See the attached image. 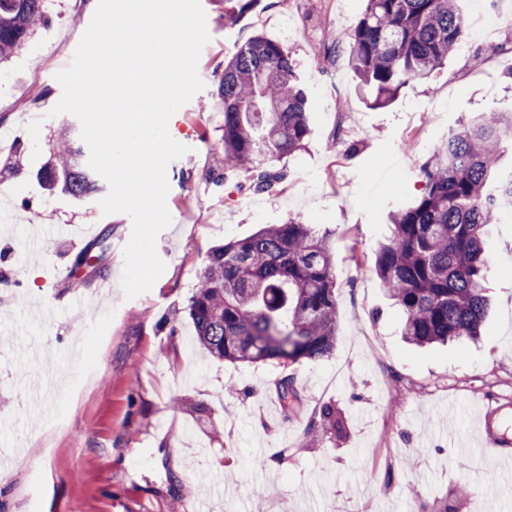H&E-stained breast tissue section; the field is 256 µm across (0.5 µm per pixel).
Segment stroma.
I'll list each match as a JSON object with an SVG mask.
<instances>
[{
	"instance_id": "obj_1",
	"label": "stroma",
	"mask_w": 512,
	"mask_h": 512,
	"mask_svg": "<svg viewBox=\"0 0 512 512\" xmlns=\"http://www.w3.org/2000/svg\"><path fill=\"white\" fill-rule=\"evenodd\" d=\"M50 20L0 65V512H512V481L481 442L483 403L512 427V219L484 239L490 307L475 342L417 347L375 271L389 211L423 188L421 164L468 113L512 108V0H483L493 37L464 34L425 81L376 108L346 57L331 55L364 0H261L235 25L222 0H201L209 42L204 83L170 119L187 146L166 169L172 224L157 238L165 270L125 299L123 249L132 222L99 196L48 192L42 172L60 124L56 79L72 61L98 0H49ZM263 33L288 49L311 105L312 134L276 193L228 175L216 186L224 63ZM295 219L327 232L336 274L337 341L328 358L288 367L220 361L176 317L207 250ZM111 228L107 267L65 306V269ZM40 299L29 309V298ZM294 378L287 415L274 382ZM341 432L307 434L323 406Z\"/></svg>"
}]
</instances>
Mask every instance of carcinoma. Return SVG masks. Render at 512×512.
I'll return each instance as SVG.
<instances>
[{
	"mask_svg": "<svg viewBox=\"0 0 512 512\" xmlns=\"http://www.w3.org/2000/svg\"><path fill=\"white\" fill-rule=\"evenodd\" d=\"M48 0H0V65L49 19ZM261 0H224V20L238 21ZM462 0H366L345 53L359 90L382 107L411 83L432 75L459 48ZM224 111L222 168L245 177L255 192L274 193L287 180L281 161L301 150L310 133L309 101L288 50L256 36L225 63L219 87ZM53 152L60 165L45 171L77 198L99 190L80 163L88 151L67 126ZM512 111L460 121L421 165V195L388 215L375 272L403 310L402 335L418 346L479 335L486 298L483 234L512 185L499 181ZM184 312L196 340L222 361L319 360L336 345V280L326 234L290 220L212 247L197 272ZM280 405L292 413L299 397L292 377L276 381Z\"/></svg>",
	"mask_w": 512,
	"mask_h": 512,
	"instance_id": "cac0c4a2",
	"label": "carcinoma"
}]
</instances>
